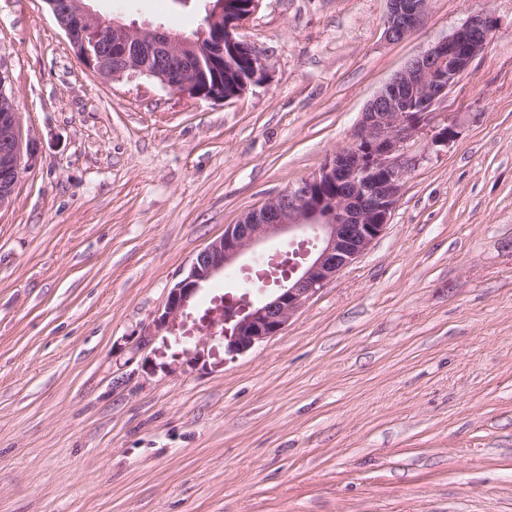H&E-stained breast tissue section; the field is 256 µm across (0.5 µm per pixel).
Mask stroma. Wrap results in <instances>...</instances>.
<instances>
[{
  "label": "stroma",
  "mask_w": 512,
  "mask_h": 512,
  "mask_svg": "<svg viewBox=\"0 0 512 512\" xmlns=\"http://www.w3.org/2000/svg\"><path fill=\"white\" fill-rule=\"evenodd\" d=\"M191 32L203 0H90ZM263 0L269 76L185 101L86 69L44 0H0L38 154L0 210V512H512V0ZM487 10L492 42L406 145L389 224L283 331L225 352L200 288L175 366L135 336L195 255L350 146L368 101ZM456 140L431 143L434 126ZM388 4L386 35L390 40L399 41L423 23L430 0H388Z\"/></svg>",
  "instance_id": "35a3bbf8"
}]
</instances>
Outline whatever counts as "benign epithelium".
<instances>
[{
    "mask_svg": "<svg viewBox=\"0 0 512 512\" xmlns=\"http://www.w3.org/2000/svg\"><path fill=\"white\" fill-rule=\"evenodd\" d=\"M83 65L105 80L145 76L192 99L229 100L224 94V61L246 52L244 86L268 77L263 54L238 37V30L262 0H248L247 11L226 8L224 0L208 4L207 26L197 36L162 26H139L107 20L86 0H44ZM385 31L399 41L419 27L430 0H388ZM496 34L495 19L485 10L472 12L450 35L411 59L368 102L352 145L328 157L297 187L268 198L237 224L212 240L192 260L186 276L170 289L164 306L138 334L149 344L166 333L180 340L179 329L191 299L202 284L250 256L265 257V245L282 236L294 240L313 234V249L304 262L290 263L286 283L270 295L260 288L245 292L224 309L205 317L230 352H243L279 334L292 315L323 285L358 259L384 232L414 159L405 144L430 122L437 102L466 74L473 60ZM457 136L456 124L434 128L432 142L447 145ZM34 141H22L17 113L0 114V182L17 185L23 161L36 157Z\"/></svg>",
    "mask_w": 512,
    "mask_h": 512,
    "instance_id": "benign-epithelium-1",
    "label": "benign epithelium"
}]
</instances>
